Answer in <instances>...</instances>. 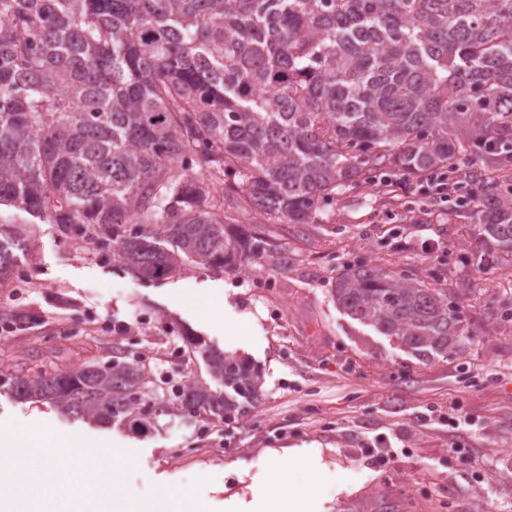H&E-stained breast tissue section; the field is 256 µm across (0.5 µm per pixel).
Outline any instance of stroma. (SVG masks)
Instances as JSON below:
<instances>
[{
    "label": "stroma",
    "instance_id": "1",
    "mask_svg": "<svg viewBox=\"0 0 512 512\" xmlns=\"http://www.w3.org/2000/svg\"><path fill=\"white\" fill-rule=\"evenodd\" d=\"M443 199L401 171L341 191L307 224L267 218L237 193L225 215L262 224L287 249L233 271L194 269L145 282L117 270L111 250H89L20 209L0 221L27 225L13 249L16 275L0 286V429L41 425L81 432L137 454L129 499L174 492L199 477L208 512H256L274 495L308 512H512V253L494 249L471 210V183ZM448 291L469 340L427 362L343 314L329 290L354 265ZM191 333L256 364L262 394L233 422L189 426L161 418L158 433L92 428L48 404L13 399L5 378L70 371L112 358V340L163 357L166 340ZM465 449L459 459L457 449ZM399 456L379 462L390 451ZM288 484L276 482V464Z\"/></svg>",
    "mask_w": 512,
    "mask_h": 512
}]
</instances>
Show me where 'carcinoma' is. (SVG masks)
Here are the masks:
<instances>
[{
	"label": "carcinoma",
	"mask_w": 512,
	"mask_h": 512,
	"mask_svg": "<svg viewBox=\"0 0 512 512\" xmlns=\"http://www.w3.org/2000/svg\"><path fill=\"white\" fill-rule=\"evenodd\" d=\"M512 144V0H0V208L75 232L154 281L286 248L214 211L234 189L307 224L339 190L394 166L420 177ZM206 166L208 174L196 171ZM475 216L512 252V193ZM26 228L0 224V283ZM345 315L420 361L469 341L448 289L377 267L340 274ZM210 381L176 380L112 341V361L11 377L19 400L139 433L155 419L226 422L260 371L187 343Z\"/></svg>",
	"instance_id": "1"
}]
</instances>
